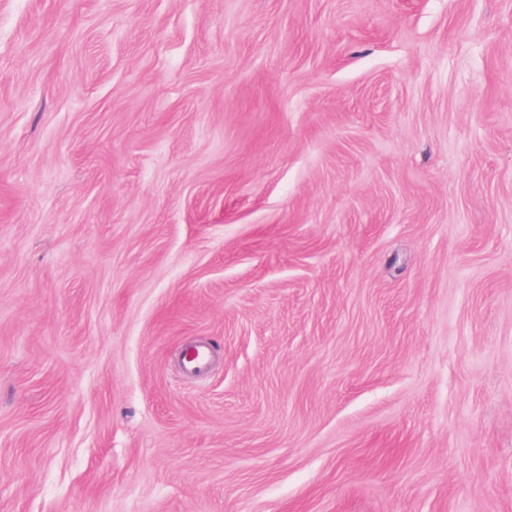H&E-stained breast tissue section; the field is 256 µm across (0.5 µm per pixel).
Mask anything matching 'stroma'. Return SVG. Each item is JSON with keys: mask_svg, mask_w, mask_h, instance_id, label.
<instances>
[{"mask_svg": "<svg viewBox=\"0 0 512 512\" xmlns=\"http://www.w3.org/2000/svg\"><path fill=\"white\" fill-rule=\"evenodd\" d=\"M0 512H512V0H0Z\"/></svg>", "mask_w": 512, "mask_h": 512, "instance_id": "35a3bbf8", "label": "stroma"}]
</instances>
